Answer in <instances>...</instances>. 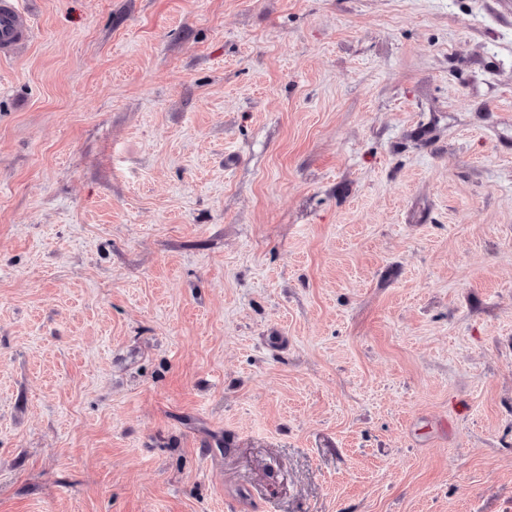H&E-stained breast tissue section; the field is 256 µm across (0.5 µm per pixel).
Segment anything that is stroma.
Returning a JSON list of instances; mask_svg holds the SVG:
<instances>
[{"mask_svg":"<svg viewBox=\"0 0 512 512\" xmlns=\"http://www.w3.org/2000/svg\"><path fill=\"white\" fill-rule=\"evenodd\" d=\"M17 5L0 512H512V0Z\"/></svg>","mask_w":512,"mask_h":512,"instance_id":"stroma-1","label":"stroma"}]
</instances>
